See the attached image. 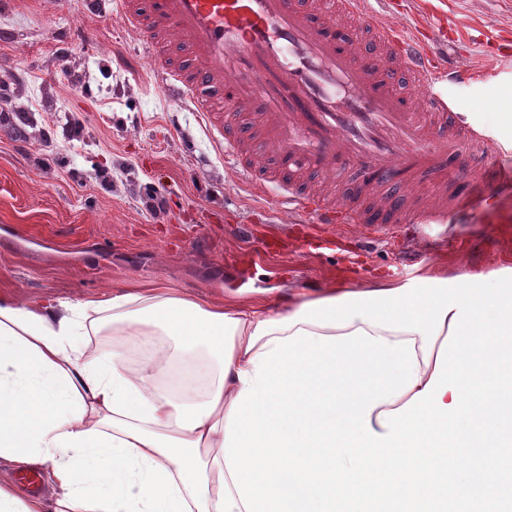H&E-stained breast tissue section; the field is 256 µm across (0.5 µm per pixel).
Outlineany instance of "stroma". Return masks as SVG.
I'll return each instance as SVG.
<instances>
[{
    "mask_svg": "<svg viewBox=\"0 0 512 512\" xmlns=\"http://www.w3.org/2000/svg\"><path fill=\"white\" fill-rule=\"evenodd\" d=\"M398 24L438 48L456 25L459 65L491 72L454 87L468 122L512 153V0H395ZM482 159L451 163L468 196L438 225L320 230L253 196L197 113L167 100L139 34L79 0H14L0 14V292L26 303L96 299L163 284L267 301L284 284L405 278L428 264L484 267L512 248V188L485 205Z\"/></svg>",
    "mask_w": 512,
    "mask_h": 512,
    "instance_id": "1",
    "label": "stroma"
}]
</instances>
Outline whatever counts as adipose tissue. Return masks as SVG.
<instances>
[{"mask_svg": "<svg viewBox=\"0 0 512 512\" xmlns=\"http://www.w3.org/2000/svg\"><path fill=\"white\" fill-rule=\"evenodd\" d=\"M88 312L114 336L92 359ZM179 353L214 361L203 390L170 391ZM0 460L55 512H512V255L272 306L0 294Z\"/></svg>", "mask_w": 512, "mask_h": 512, "instance_id": "obj_1", "label": "adipose tissue"}]
</instances>
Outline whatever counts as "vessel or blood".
<instances>
[{
  "label": "vessel or blood",
  "mask_w": 512,
  "mask_h": 512,
  "mask_svg": "<svg viewBox=\"0 0 512 512\" xmlns=\"http://www.w3.org/2000/svg\"><path fill=\"white\" fill-rule=\"evenodd\" d=\"M111 5L138 32L163 93L205 121L224 160L257 195L314 224H398L400 198L415 175L447 170L470 152L484 161L490 188L512 187V164L463 119L449 84L477 78L431 51L419 33L382 22L370 0H333L319 13L303 0H83ZM367 28L376 49L364 57L340 41L343 24ZM408 76L418 92L396 91ZM352 163L366 205L328 198L306 180ZM415 224H444L442 184L428 187Z\"/></svg>",
  "instance_id": "obj_1"
}]
</instances>
